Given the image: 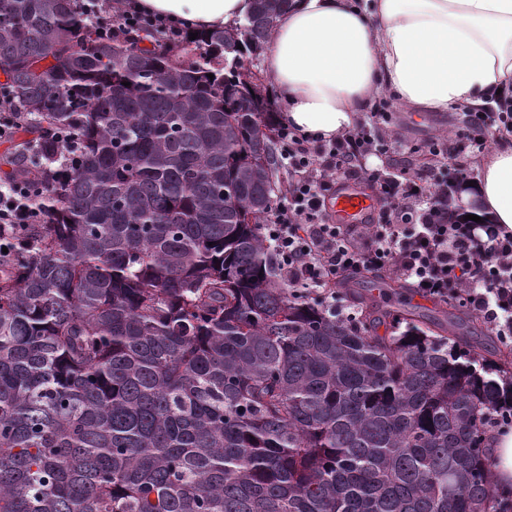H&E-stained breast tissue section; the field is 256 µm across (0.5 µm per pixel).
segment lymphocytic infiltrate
<instances>
[{
  "mask_svg": "<svg viewBox=\"0 0 512 512\" xmlns=\"http://www.w3.org/2000/svg\"><path fill=\"white\" fill-rule=\"evenodd\" d=\"M140 28L159 31L172 42L182 36L179 23L133 9L110 16L103 32L123 40ZM493 118L512 132L511 112H472L467 144H435L430 154L445 155L450 166H458L466 145L485 146ZM387 120V112H374L368 125L328 141L289 122L277 123L281 157L288 162V195L274 205L262 232L285 283L313 293L354 271H386L422 294L468 306L512 343V233L495 231L481 240L472 225L449 223L446 185L435 171L413 180L364 170L380 202L378 215L366 224L329 223L326 192L337 176L353 174L362 158L378 150ZM34 138L55 141L59 149L30 177L0 180V248L9 246L24 225L49 223L42 189L66 182L81 148L72 134L48 124L39 125Z\"/></svg>",
  "mask_w": 512,
  "mask_h": 512,
  "instance_id": "f902f5d3",
  "label": "lymphocytic infiltrate"
}]
</instances>
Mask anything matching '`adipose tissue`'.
<instances>
[{"label":"adipose tissue","instance_id":"ef3b65f1","mask_svg":"<svg viewBox=\"0 0 512 512\" xmlns=\"http://www.w3.org/2000/svg\"><path fill=\"white\" fill-rule=\"evenodd\" d=\"M136 9L220 29L248 0H134ZM263 66L289 121L331 140L381 90L416 112L512 103V0H294ZM477 216L512 231V148L491 151L472 188Z\"/></svg>","mask_w":512,"mask_h":512}]
</instances>
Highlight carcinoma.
<instances>
[{
    "label": "carcinoma",
    "instance_id": "obj_1",
    "mask_svg": "<svg viewBox=\"0 0 512 512\" xmlns=\"http://www.w3.org/2000/svg\"><path fill=\"white\" fill-rule=\"evenodd\" d=\"M291 5L177 51L101 37L79 0H0V91L82 142L0 258V512H512L488 466L512 381L467 310L347 276L348 318L277 276L275 120L240 67Z\"/></svg>",
    "mask_w": 512,
    "mask_h": 512
}]
</instances>
